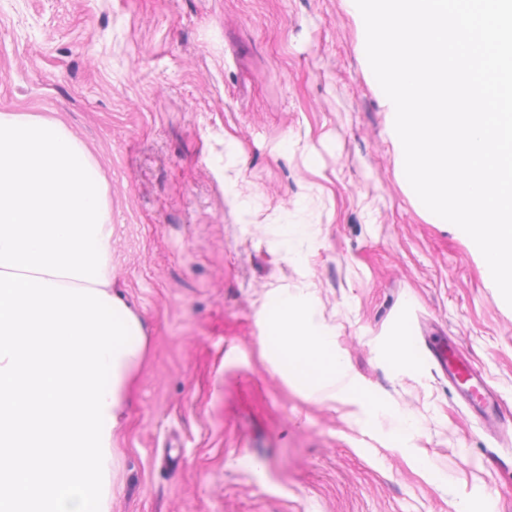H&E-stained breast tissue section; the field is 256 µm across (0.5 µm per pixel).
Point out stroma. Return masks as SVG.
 Wrapping results in <instances>:
<instances>
[{
	"mask_svg": "<svg viewBox=\"0 0 512 512\" xmlns=\"http://www.w3.org/2000/svg\"><path fill=\"white\" fill-rule=\"evenodd\" d=\"M0 112L55 117L107 180L112 285L142 320L111 512H512V438L387 344L402 315L512 412V306L403 174L350 0H0ZM307 224L303 262L287 227ZM309 289L365 385L422 422V477L359 405L259 355Z\"/></svg>",
	"mask_w": 512,
	"mask_h": 512,
	"instance_id": "35a3bbf8",
	"label": "stroma"
}]
</instances>
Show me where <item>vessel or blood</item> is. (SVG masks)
<instances>
[{"mask_svg":"<svg viewBox=\"0 0 512 512\" xmlns=\"http://www.w3.org/2000/svg\"><path fill=\"white\" fill-rule=\"evenodd\" d=\"M425 347L432 362L448 379L460 394L468 408L480 419L483 426L491 433L502 431L499 399L482 373L455 348L444 347L433 342H426Z\"/></svg>","mask_w":512,"mask_h":512,"instance_id":"vessel-or-blood-1","label":"vessel or blood"}]
</instances>
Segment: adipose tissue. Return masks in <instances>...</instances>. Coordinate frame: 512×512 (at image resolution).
I'll return each mask as SVG.
<instances>
[{"label": "adipose tissue", "mask_w": 512, "mask_h": 512, "mask_svg": "<svg viewBox=\"0 0 512 512\" xmlns=\"http://www.w3.org/2000/svg\"><path fill=\"white\" fill-rule=\"evenodd\" d=\"M107 184L61 121L0 112V512H111L145 359L112 290Z\"/></svg>", "instance_id": "adipose-tissue-1"}]
</instances>
